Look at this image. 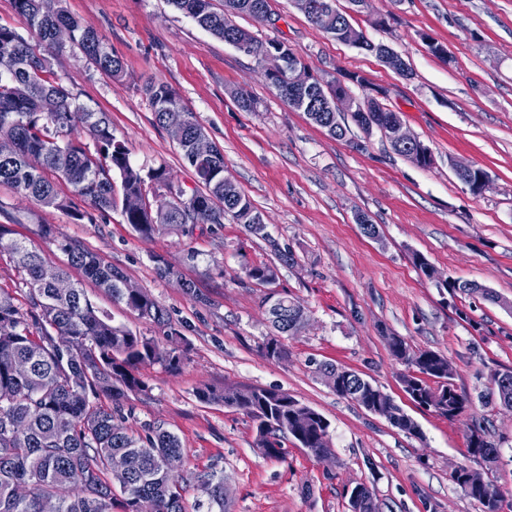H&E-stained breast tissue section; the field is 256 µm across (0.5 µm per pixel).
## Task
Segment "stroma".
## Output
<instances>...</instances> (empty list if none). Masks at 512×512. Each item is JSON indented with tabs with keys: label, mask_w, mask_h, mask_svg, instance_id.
<instances>
[{
	"label": "stroma",
	"mask_w": 512,
	"mask_h": 512,
	"mask_svg": "<svg viewBox=\"0 0 512 512\" xmlns=\"http://www.w3.org/2000/svg\"><path fill=\"white\" fill-rule=\"evenodd\" d=\"M63 7L106 38L126 71L125 79L109 78L65 46L52 69L79 104L108 113L134 164L164 166L169 181L189 194L197 186L194 172L156 126L142 92L146 82H167L223 149L225 176L251 199L267 231L261 237L228 219L146 240L119 211L92 210L77 221L69 210L0 186V224L12 225L17 238L65 264V255L37 233L39 225H52L58 236L80 240L120 268L168 311L165 328L86 287L115 323L182 356L177 372L142 368L148 392L136 400L128 432L163 426L187 452L185 471L223 467L230 512H351L346 490L357 483L373 490L379 512H481L453 478L461 465L482 470L512 494V408L491 393L493 375L512 371V0H370L352 22L397 52L412 71L408 78L331 38L292 0H270L273 26L234 16L257 38L288 43L320 80L360 75L351 94L379 96L398 112L405 130L429 148L426 167L398 155L377 131L367 137L354 126L347 138H333L277 95L262 64L167 0H63ZM432 41L447 47L452 62L431 53ZM242 88L257 99V111L240 108L235 93ZM354 138L365 139L364 150L352 148ZM459 164L488 172L481 193L457 177ZM360 214L377 224L378 237L363 233ZM276 244L292 249L294 264H278ZM418 255L432 275L416 267ZM162 261L179 279L158 276ZM273 262V284L247 279L246 267ZM185 279L208 303L184 293ZM449 281L477 283L497 299L451 300ZM271 293L306 308L303 328L284 340L288 359L279 363L261 350L270 332L263 300ZM171 327L176 337H168ZM392 335L448 360L454 385L472 401L465 415L451 421L406 397L400 384L406 366L390 353ZM325 361L377 384L416 422L419 436L338 397L315 372ZM205 386L288 392L330 421L332 455L321 459L290 444L284 458L264 457L249 417L197 399ZM475 416L488 421L501 446L496 467L466 455Z\"/></svg>",
	"instance_id": "obj_1"
}]
</instances>
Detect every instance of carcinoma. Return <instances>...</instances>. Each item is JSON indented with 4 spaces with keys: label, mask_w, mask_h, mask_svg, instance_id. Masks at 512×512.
<instances>
[{
    "label": "carcinoma",
    "mask_w": 512,
    "mask_h": 512,
    "mask_svg": "<svg viewBox=\"0 0 512 512\" xmlns=\"http://www.w3.org/2000/svg\"><path fill=\"white\" fill-rule=\"evenodd\" d=\"M197 26L227 42L249 32L234 24L235 14H252L262 0H224L216 10L212 0H168ZM61 0H13L20 27L0 26V138L14 145L11 155L0 157V185L46 207L70 208L76 220L85 214L62 197L58 185L93 208L107 212L120 209L124 223L140 237L149 239L161 230L178 228L186 234L198 224H223L229 216L249 231L268 237L265 225L256 223L261 213L236 186H224V155L220 149L205 159L192 156V143L204 131L195 114L166 82L146 84L144 91L157 126L178 124L184 139L178 148L193 169L199 187L186 197L166 182L165 169L137 167L131 163L125 143L112 133L104 112L77 104L73 91L63 85L51 68V59L65 45L78 47L103 74L114 79L126 76L123 62L112 54L105 38L60 6ZM331 82L316 81L312 92L293 107L343 139L348 128L336 118L327 102L325 88ZM46 98L55 100L52 112L42 109ZM373 111L351 113L363 133L373 127L384 132L394 112L376 98ZM83 129L93 140L87 146L74 136ZM397 154L418 166L431 164L429 148L401 149ZM121 178L116 196L112 173ZM166 188L157 194L153 188ZM47 243L67 256V265H54L43 251L14 237L10 224H0V256H7L24 273L19 288L25 289L26 306L16 304L11 291L0 287V512H41L42 503L56 501V512H140L144 500L153 512H188L187 480L179 473L185 448L174 433L154 425L145 434L127 433L119 421L125 406L145 394L148 386L140 369L159 364L170 371L180 368L182 358L174 348L138 335L113 322L95 307L83 282L70 279L69 269L103 288L112 301L159 326L166 325V311L143 288L127 287V276L104 262L83 244L59 239L50 224L39 225ZM248 279L270 285L277 279L272 263L246 269ZM457 295H481L492 302V291L469 282H448ZM273 332L262 344L269 360L285 361L288 350L283 337L287 326L304 321V306L286 296L268 295L263 300ZM69 336L72 347L62 351L55 337ZM391 355L410 368L402 376L403 392L416 405L450 421L461 416L470 400L448 381V360L435 351L413 350L397 336L389 339ZM316 373L339 397L360 407L379 406L391 425L408 435L419 434L417 424L393 399L370 380L358 382L359 373L332 362L317 365ZM493 386L500 402L512 407V372L498 374ZM111 401L108 407L100 400ZM205 403H223L248 416L256 430L263 456L279 458L291 441L318 457L330 454V422L312 407L285 391L252 387L230 393L205 386L197 391ZM469 430L479 432L468 442V456L488 466L501 459V448L488 438L486 428L472 421ZM115 455L126 459L122 473L112 471ZM469 467L454 474L466 495L481 504L483 512L511 509L502 491L491 481L475 486ZM224 470L211 468L195 477L202 500L197 510L229 512L224 497Z\"/></svg>",
    "instance_id": "carcinoma-1"
}]
</instances>
